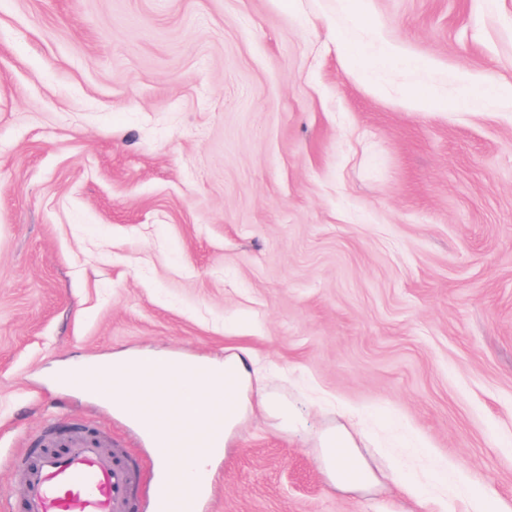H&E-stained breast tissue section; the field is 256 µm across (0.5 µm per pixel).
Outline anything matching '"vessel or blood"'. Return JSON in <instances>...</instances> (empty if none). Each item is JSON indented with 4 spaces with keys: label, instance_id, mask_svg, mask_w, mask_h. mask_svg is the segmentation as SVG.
<instances>
[{
    "label": "vessel or blood",
    "instance_id": "obj_1",
    "mask_svg": "<svg viewBox=\"0 0 512 512\" xmlns=\"http://www.w3.org/2000/svg\"><path fill=\"white\" fill-rule=\"evenodd\" d=\"M224 436L221 420L187 432L165 430L157 444L160 457L209 448ZM43 452L22 461L23 512H136L131 490L146 484L151 512H199L207 487L182 485L166 466L144 477L122 447H108L94 432L57 433L45 437Z\"/></svg>",
    "mask_w": 512,
    "mask_h": 512
}]
</instances>
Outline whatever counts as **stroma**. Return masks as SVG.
Listing matches in <instances>:
<instances>
[{"label": "stroma", "instance_id": "stroma-1", "mask_svg": "<svg viewBox=\"0 0 512 512\" xmlns=\"http://www.w3.org/2000/svg\"><path fill=\"white\" fill-rule=\"evenodd\" d=\"M354 2L0 0V493L68 422L153 469L59 366L244 351L305 427L250 414L205 512H421L327 485L345 412L434 512L444 462L512 512V106L443 79L512 86V0ZM458 83V103L463 107H477L485 104H491L498 100H512V87L493 88L485 97L477 99L474 94L475 82L464 72L456 75Z\"/></svg>", "mask_w": 512, "mask_h": 512}]
</instances>
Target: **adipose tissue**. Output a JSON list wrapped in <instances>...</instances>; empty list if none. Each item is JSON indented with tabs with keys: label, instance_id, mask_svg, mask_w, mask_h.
<instances>
[{
	"label": "adipose tissue",
	"instance_id": "obj_1",
	"mask_svg": "<svg viewBox=\"0 0 512 512\" xmlns=\"http://www.w3.org/2000/svg\"><path fill=\"white\" fill-rule=\"evenodd\" d=\"M76 379L93 378L94 394L112 401L119 411L135 416L137 427L149 432L161 419L171 424L198 427L215 413L224 415V431L232 433L253 404L300 428L301 420L286 405L267 394L250 400L251 367L247 357L231 355L223 363H195L166 358L148 352L113 359L92 371L77 370ZM320 467L327 481L343 491L370 490L388 480L427 507L414 483L399 466H389L386 475L376 474L360 455L354 435L343 425L319 437Z\"/></svg>",
	"mask_w": 512,
	"mask_h": 512
}]
</instances>
